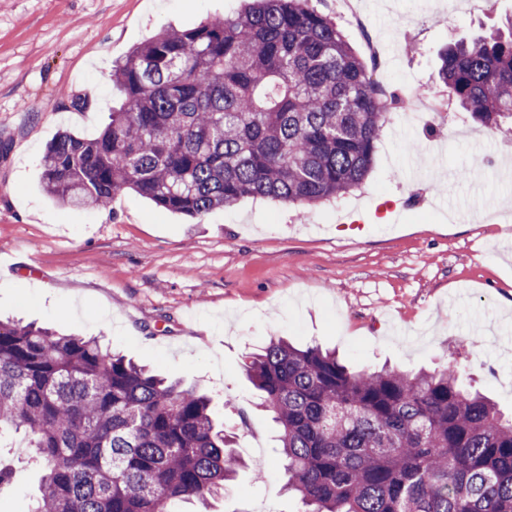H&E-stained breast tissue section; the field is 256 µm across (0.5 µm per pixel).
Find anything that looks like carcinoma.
<instances>
[{"label":"carcinoma","mask_w":512,"mask_h":512,"mask_svg":"<svg viewBox=\"0 0 512 512\" xmlns=\"http://www.w3.org/2000/svg\"><path fill=\"white\" fill-rule=\"evenodd\" d=\"M438 79L489 129L512 123V28L456 43ZM103 132L41 160L56 200L125 190L189 218L246 198L311 206L358 188L400 98L311 0H248L166 30L115 66ZM304 512H512V417L455 371H352L272 339L247 365ZM210 396L94 338L0 321V454L24 433L42 466L32 512H183L242 466Z\"/></svg>","instance_id":"cac0c4a2"}]
</instances>
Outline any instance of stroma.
<instances>
[{
  "instance_id": "35a3bbf8",
  "label": "stroma",
  "mask_w": 512,
  "mask_h": 512,
  "mask_svg": "<svg viewBox=\"0 0 512 512\" xmlns=\"http://www.w3.org/2000/svg\"><path fill=\"white\" fill-rule=\"evenodd\" d=\"M313 3L402 97L363 186L190 219L128 191L102 209L62 205L40 160L60 132L101 133L121 102L114 62L242 0H0V318L98 338L211 395L248 464L213 512L303 508L244 369L271 338L336 349L353 370L448 366L512 412V131L475 123L437 78L448 43L506 28L512 0L454 14L448 0ZM35 457L17 441L0 512H31Z\"/></svg>"
}]
</instances>
